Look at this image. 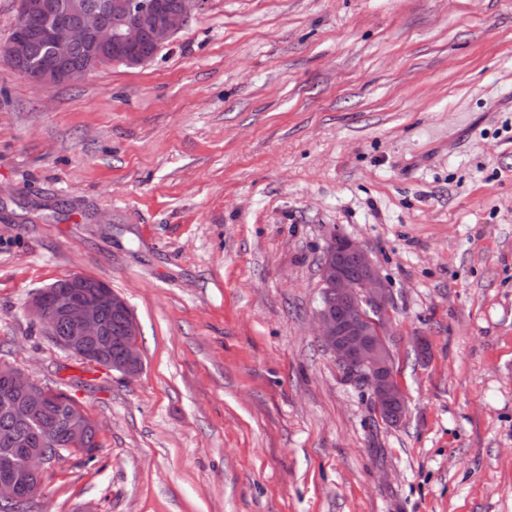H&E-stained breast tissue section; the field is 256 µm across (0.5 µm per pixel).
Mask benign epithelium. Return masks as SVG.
<instances>
[{"label": "benign epithelium", "instance_id": "benign-epithelium-1", "mask_svg": "<svg viewBox=\"0 0 512 512\" xmlns=\"http://www.w3.org/2000/svg\"><path fill=\"white\" fill-rule=\"evenodd\" d=\"M200 0H112L91 5L86 0H19V16L5 57L21 75L31 67L34 36L44 38L46 49L35 82L46 88L60 82H78L104 61L131 67L148 64L158 49L183 27ZM325 302L317 316V336L336 364L361 369L378 420L392 422L395 407L406 405L394 371L393 336L395 300L370 252L352 238L336 234L318 267ZM120 313L131 341L121 352L98 343L105 335L106 315ZM25 316L43 335L87 362L127 377L139 374L141 353L135 341L139 325L126 300L104 281L80 274L63 285L35 294ZM52 397L20 370L0 366V406L16 418L32 417V405ZM69 435L80 440L99 425L79 405H72ZM62 448H28L17 460L0 457V507L9 509L33 500L39 493L41 473L50 462L62 459Z\"/></svg>", "mask_w": 512, "mask_h": 512}]
</instances>
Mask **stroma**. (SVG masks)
I'll return each mask as SVG.
<instances>
[{
  "label": "stroma",
  "mask_w": 512,
  "mask_h": 512,
  "mask_svg": "<svg viewBox=\"0 0 512 512\" xmlns=\"http://www.w3.org/2000/svg\"><path fill=\"white\" fill-rule=\"evenodd\" d=\"M338 232L394 292L392 428L316 332ZM76 273L137 376L25 317ZM0 363L101 427L32 512H512V0H204L47 89L0 56Z\"/></svg>",
  "instance_id": "1"
}]
</instances>
